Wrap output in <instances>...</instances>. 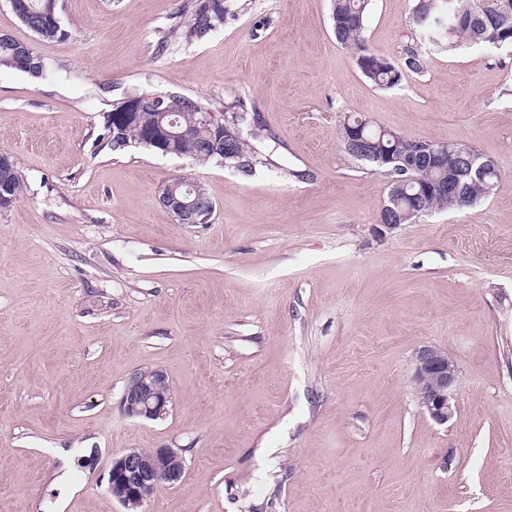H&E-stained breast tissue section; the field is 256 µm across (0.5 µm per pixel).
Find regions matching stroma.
<instances>
[{"mask_svg": "<svg viewBox=\"0 0 512 512\" xmlns=\"http://www.w3.org/2000/svg\"><path fill=\"white\" fill-rule=\"evenodd\" d=\"M192 2L60 0L70 37L47 42L0 0V33L54 65L0 68V152L24 180L0 210V512H123L107 478L130 448L183 458L144 512H512V49H431L382 89L331 0H227L204 38L170 37ZM416 4L369 0L372 52L413 47ZM133 87L243 102L266 162L113 152L104 114ZM347 116L468 143L499 182L381 224L388 178L345 153ZM175 176L204 185L209 223L161 205ZM424 345L457 367L444 425L419 403ZM146 369L172 398L155 421L121 408Z\"/></svg>", "mask_w": 512, "mask_h": 512, "instance_id": "stroma-1", "label": "stroma"}]
</instances>
